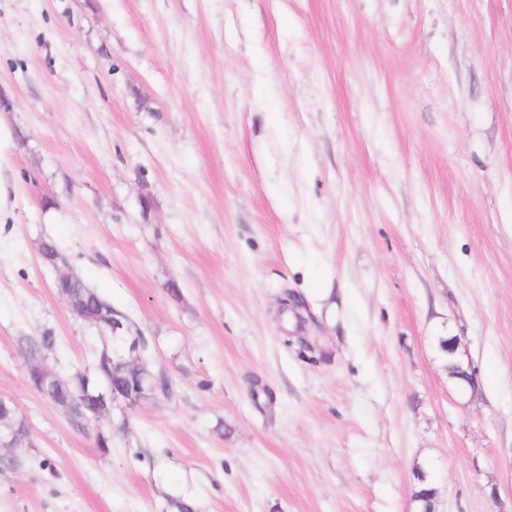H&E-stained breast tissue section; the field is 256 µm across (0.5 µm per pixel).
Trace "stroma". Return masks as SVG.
Wrapping results in <instances>:
<instances>
[{
	"label": "stroma",
	"mask_w": 512,
	"mask_h": 512,
	"mask_svg": "<svg viewBox=\"0 0 512 512\" xmlns=\"http://www.w3.org/2000/svg\"><path fill=\"white\" fill-rule=\"evenodd\" d=\"M46 238L171 397L29 384L104 341ZM0 398V512H512V0H0ZM22 349L28 359L35 360L46 357L56 343V336L51 330H44L39 336H25L21 340ZM441 340V343L443 344V351L444 355H446L450 361V370L448 371V375L452 379H456L457 384L459 386H468L469 388L473 389V391L477 388V380L472 372H469L468 369L464 368L463 365L454 359V356H456L459 348H460V339L457 336H448L447 339H445L446 336H439ZM437 337V338H439ZM439 339V341H440Z\"/></svg>",
	"instance_id": "stroma-1"
}]
</instances>
